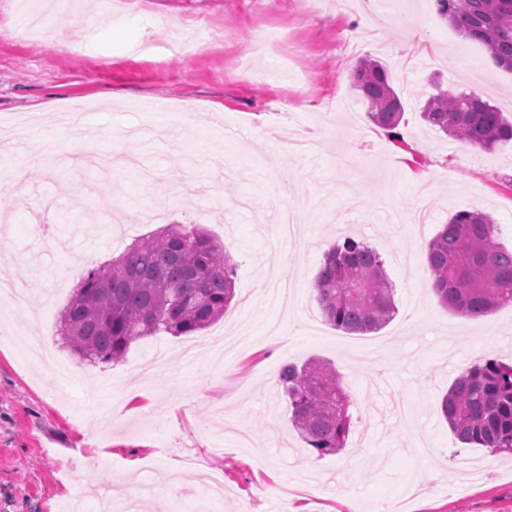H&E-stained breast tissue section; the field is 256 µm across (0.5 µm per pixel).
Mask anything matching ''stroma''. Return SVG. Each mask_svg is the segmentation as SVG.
<instances>
[{"label":"stroma","instance_id":"1","mask_svg":"<svg viewBox=\"0 0 512 512\" xmlns=\"http://www.w3.org/2000/svg\"><path fill=\"white\" fill-rule=\"evenodd\" d=\"M385 23L357 28L339 0H153L113 20L53 10L65 41L0 35V277L33 285L0 299V512H68L79 486L103 485L141 512H512V455L461 443L440 400L467 363L512 361V306L480 319L442 307L425 245L449 215L491 213L512 248V149L474 151L428 128L436 87L474 92L512 117V73L461 38L435 0H385ZM203 24L219 44L139 55L157 19ZM359 37H352V30ZM281 36L265 41L267 32ZM252 59L253 72L238 61ZM388 65L405 114L392 138L351 89L363 59ZM163 109L147 112L145 99ZM82 104L84 128L60 136L48 113ZM302 211L308 242L284 239L280 203ZM167 224H196L237 265L223 318L192 336L133 342L124 361L68 358L59 379L24 360L18 338L58 344L81 272ZM376 249L396 314L367 335L321 320L314 280L328 246ZM333 365L352 395L345 449L317 456L291 423L287 364ZM180 402L175 414L166 404ZM188 456L224 475L221 494L158 485ZM466 460L480 476L461 479Z\"/></svg>","mask_w":512,"mask_h":512}]
</instances>
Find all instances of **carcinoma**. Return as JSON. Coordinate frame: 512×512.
Wrapping results in <instances>:
<instances>
[{"label":"carcinoma","instance_id":"1","mask_svg":"<svg viewBox=\"0 0 512 512\" xmlns=\"http://www.w3.org/2000/svg\"><path fill=\"white\" fill-rule=\"evenodd\" d=\"M435 2L457 33L512 72V0ZM349 80L371 122L399 137L405 106L387 67L363 60ZM420 112L431 127L471 148L512 144V121L476 93L439 90ZM426 262L439 303L451 311L477 318L512 304V249L497 242V225L485 213L451 214L429 241ZM234 276L231 256L204 229L167 224L80 277L61 312V345L81 362L117 364L140 338L191 336L224 315L235 295ZM315 298L322 319L348 334L376 332L396 313L381 254L352 237L324 254ZM279 382L307 446L319 457L345 448L352 400L336 370L318 360L288 364ZM441 412L460 442L512 452V364L486 359L468 368L443 396Z\"/></svg>","mask_w":512,"mask_h":512}]
</instances>
